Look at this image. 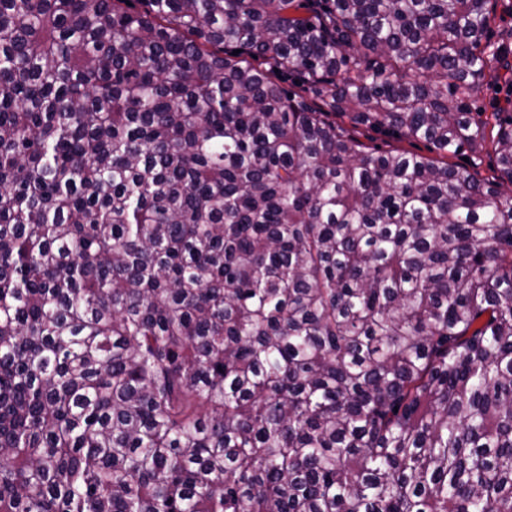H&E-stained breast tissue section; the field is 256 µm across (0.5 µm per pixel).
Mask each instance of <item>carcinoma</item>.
<instances>
[{"mask_svg":"<svg viewBox=\"0 0 512 512\" xmlns=\"http://www.w3.org/2000/svg\"><path fill=\"white\" fill-rule=\"evenodd\" d=\"M499 6L0 0V512H512ZM275 75L279 85L290 95H296L308 101L312 99L315 83L311 80L292 71H278ZM295 80H298V83H295ZM360 139L371 147H379L380 150H389L392 148L405 149L425 155H429L426 143L422 141H409L407 139L397 140V138L383 131L372 130L369 128H360L358 130ZM463 157L468 158V162L463 161ZM448 162L459 168H467L469 171L476 173L480 179H491L496 172V155L489 147L488 151L482 152L480 155H474L469 151L452 156Z\"/></svg>","mask_w":512,"mask_h":512,"instance_id":"obj_1","label":"carcinoma"}]
</instances>
